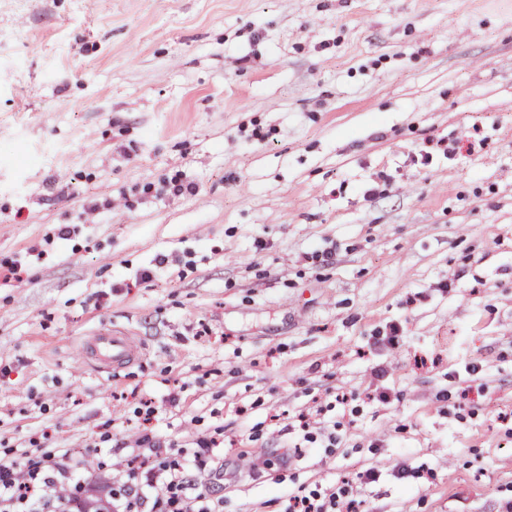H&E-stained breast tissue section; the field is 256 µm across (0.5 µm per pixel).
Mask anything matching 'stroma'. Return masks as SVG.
<instances>
[{"label":"stroma","mask_w":512,"mask_h":512,"mask_svg":"<svg viewBox=\"0 0 512 512\" xmlns=\"http://www.w3.org/2000/svg\"><path fill=\"white\" fill-rule=\"evenodd\" d=\"M134 390L214 512H506L512 0H0V458L120 489ZM86 353L106 367H119L135 358L137 348L123 330L102 328L95 334ZM349 495L347 487H339L328 497L312 491L308 494L288 493L285 499L284 512H357L359 505Z\"/></svg>","instance_id":"obj_1"}]
</instances>
